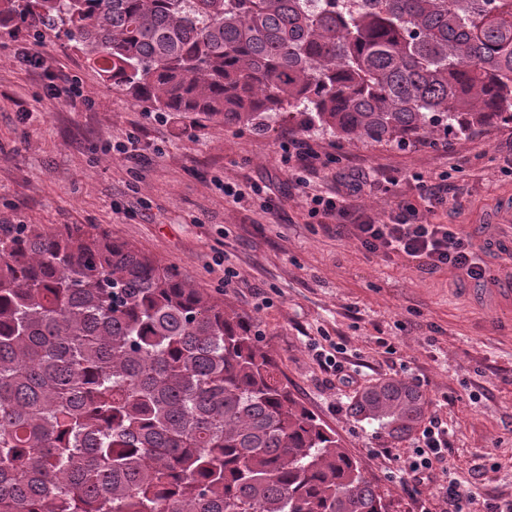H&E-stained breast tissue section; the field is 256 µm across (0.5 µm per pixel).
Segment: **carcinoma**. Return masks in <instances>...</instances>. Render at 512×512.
<instances>
[{
	"instance_id": "1",
	"label": "carcinoma",
	"mask_w": 512,
	"mask_h": 512,
	"mask_svg": "<svg viewBox=\"0 0 512 512\" xmlns=\"http://www.w3.org/2000/svg\"><path fill=\"white\" fill-rule=\"evenodd\" d=\"M155 112L367 144L512 121V0H0ZM224 298L97 228L0 224V512H389ZM423 394L363 390L397 437Z\"/></svg>"
}]
</instances>
